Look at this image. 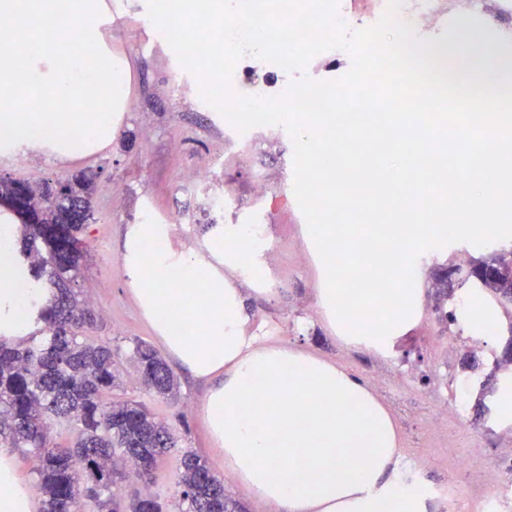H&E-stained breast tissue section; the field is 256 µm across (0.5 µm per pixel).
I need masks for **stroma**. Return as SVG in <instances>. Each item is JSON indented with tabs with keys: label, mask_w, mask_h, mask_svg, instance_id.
Here are the masks:
<instances>
[{
	"label": "stroma",
	"mask_w": 512,
	"mask_h": 512,
	"mask_svg": "<svg viewBox=\"0 0 512 512\" xmlns=\"http://www.w3.org/2000/svg\"><path fill=\"white\" fill-rule=\"evenodd\" d=\"M104 3L106 42L130 70L129 98L114 115L116 133L111 144L66 163L50 155L0 154V176L35 185L64 180L81 171L97 175L94 218L84 232L86 258L75 282L99 317L87 338L121 349L120 385L113 398L146 403L179 436L178 448L159 464L147 492L167 500L170 512H179L176 478L184 450L200 455L214 475H221L224 464L197 413L207 384L178 368L174 371L179 383L177 398L157 396L142 385L132 356L135 341H154L138 311L122 261L129 226L144 222L170 225L175 248L201 253L206 250L208 228L257 225L265 237L264 260L272 275V291L249 295L248 312L254 326L364 381L384 374L383 386L373 393L398 425L404 448L398 469L406 471L418 442L436 423L424 393H435L450 406L472 404L512 335V306H494L498 333L490 338L487 353L481 354L480 368L462 370L460 362L467 348L461 339L471 330L458 312L475 285L457 286L454 299L445 303L438 301L432 287L440 269L456 266L461 256L471 264L484 259L491 255V246L458 242L419 257L422 305L415 325L395 340L388 357L346 346L335 337L317 305L324 263L306 235V220L294 194V146L287 131L280 126H259L253 128L249 140H241L215 108L199 106L198 82L180 65L163 34L147 23L146 0ZM478 19L480 39L474 53L494 79L503 60L512 58V14L498 13L489 5ZM293 80L292 74L265 62L238 73L233 86L243 94L268 97ZM206 167L212 171V180L197 185L195 175ZM260 180L269 189L262 197L254 191ZM215 191L227 192L224 208H213L210 195ZM446 311L451 320H443ZM484 399L489 408L485 418L451 434L452 449L470 456L478 467L512 456V417L498 413L494 396ZM449 450L441 448L437 454L444 458ZM414 480L433 489L430 512H481L477 503L458 500V478L447 466L417 470Z\"/></svg>",
	"instance_id": "35a3bbf8"
}]
</instances>
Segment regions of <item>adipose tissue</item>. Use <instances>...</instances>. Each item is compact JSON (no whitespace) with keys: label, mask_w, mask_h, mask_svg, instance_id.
Here are the masks:
<instances>
[{"label":"adipose tissue","mask_w":512,"mask_h":512,"mask_svg":"<svg viewBox=\"0 0 512 512\" xmlns=\"http://www.w3.org/2000/svg\"><path fill=\"white\" fill-rule=\"evenodd\" d=\"M16 213L0 208V339L25 341L38 289L11 264ZM208 255L172 248L165 224H137L123 261L138 307L165 352L209 388L197 405L224 472L278 512H427L397 482L398 427L367 383L251 329L233 278H268L258 234L228 224ZM204 327L193 335L188 321ZM0 512H35L13 453L0 448Z\"/></svg>","instance_id":"ef3b65f1"}]
</instances>
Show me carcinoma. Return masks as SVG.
I'll return each mask as SVG.
<instances>
[{"instance_id": "cac0c4a2", "label": "carcinoma", "mask_w": 512, "mask_h": 512, "mask_svg": "<svg viewBox=\"0 0 512 512\" xmlns=\"http://www.w3.org/2000/svg\"><path fill=\"white\" fill-rule=\"evenodd\" d=\"M95 191L93 173L40 186L0 177V197H26L36 210V222L21 224L19 255L32 287L46 293L31 322L29 345L0 340V437L8 447L38 456L42 512H73L82 497L97 512H166L160 496L122 488L132 479L152 480L177 445L175 433L139 401H107L117 387L119 349L88 341L95 313L73 288ZM468 276L494 302L512 304V246L500 245ZM133 356L146 389L174 393L175 376L152 346L135 342ZM52 420L73 429L71 443L54 441ZM177 487L180 512H240L225 493L224 480L192 451L181 459Z\"/></svg>"}]
</instances>
